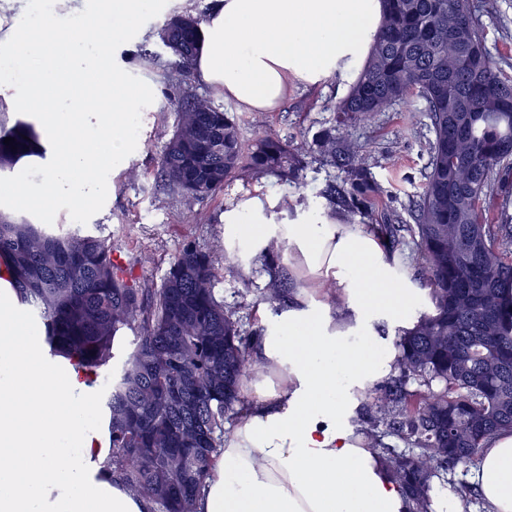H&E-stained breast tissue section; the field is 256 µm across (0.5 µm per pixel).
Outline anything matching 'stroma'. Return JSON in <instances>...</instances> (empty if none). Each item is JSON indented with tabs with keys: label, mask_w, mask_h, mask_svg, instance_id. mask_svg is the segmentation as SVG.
<instances>
[{
	"label": "stroma",
	"mask_w": 512,
	"mask_h": 512,
	"mask_svg": "<svg viewBox=\"0 0 512 512\" xmlns=\"http://www.w3.org/2000/svg\"><path fill=\"white\" fill-rule=\"evenodd\" d=\"M211 0H168L161 14L144 25L146 34L135 41L133 51H120V60L133 66L135 75L152 79L160 87V96L151 112L145 113L137 147L127 159L109 174L107 199L103 208L84 227L86 232L100 236L119 248L123 262L132 264L133 274L161 283L168 262L181 247L184 239H192L204 249L215 247L224 238V212L235 205L244 193H269L276 198H288L292 209L323 216L327 205L318 192L337 177V170L308 169L301 186L284 185L271 176L251 180L249 185L234 184L228 194L204 201L188 202L162 193L155 184L152 171L154 159L168 141L176 115L169 105L170 98L183 89L204 93L196 78L185 84L170 77V56L155 36L166 17L177 12L209 13ZM478 19L486 44L498 59L505 74L512 76V0H488ZM346 94L338 78L332 77L315 89L298 88L274 112H247L233 103L224 108L234 116L245 137L252 138L272 128L295 143L311 142L313 136L328 126L332 108ZM420 101L400 104L378 114L371 122L349 127L354 140L367 144L374 153L373 172L384 194L379 210L397 214L402 223H410L409 206L419 194L423 183L428 154L429 133L426 118L420 111ZM398 158L396 166L385 163L386 155ZM221 281L217 286L225 302L238 304L245 325L262 320L269 306L258 298L265 284L258 264L242 261L235 264L219 261Z\"/></svg>",
	"instance_id": "obj_1"
}]
</instances>
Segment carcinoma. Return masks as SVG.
Instances as JSON below:
<instances>
[{"label": "carcinoma", "instance_id": "1", "mask_svg": "<svg viewBox=\"0 0 512 512\" xmlns=\"http://www.w3.org/2000/svg\"><path fill=\"white\" fill-rule=\"evenodd\" d=\"M382 2V27L315 148L271 129L247 139L224 108L185 90L154 175L166 194L191 202L250 173L300 185L317 162L343 174L320 191L329 214L363 223L381 192L372 151L336 128L413 97L423 102L428 164L412 223L383 216L370 228L390 253L414 244L426 306L398 328L391 375L366 394L358 436L403 488L408 512H434L436 481L475 462L496 432L512 431V214L505 202L494 216L489 209L499 190L494 174L512 171V77L486 46L475 0ZM159 39L188 72L200 17L170 16ZM37 152L30 127L0 121V171ZM219 250L241 260L237 248ZM217 251L185 242L156 288L131 279L96 235L0 212V269L43 326L50 354L95 385L110 375L101 394L110 448L103 470L145 512H197L224 447V419L241 416L244 382L265 368L253 358L264 327L244 328L217 294ZM281 259L272 248L262 257L263 300L280 304L292 291ZM390 434L406 448L385 446Z\"/></svg>", "mask_w": 512, "mask_h": 512}]
</instances>
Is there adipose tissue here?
Listing matches in <instances>:
<instances>
[{
  "label": "adipose tissue",
  "mask_w": 512,
  "mask_h": 512,
  "mask_svg": "<svg viewBox=\"0 0 512 512\" xmlns=\"http://www.w3.org/2000/svg\"><path fill=\"white\" fill-rule=\"evenodd\" d=\"M382 0H216L202 25L196 76L215 96L273 111L294 84L329 76L352 83L382 21ZM306 276L296 307L275 317L254 350L275 379L249 382L250 409L224 438L198 512H405L400 486L348 423L383 375L386 345L362 328L372 313L401 317L414 303L389 287L379 244L350 224L289 216L273 199L247 198L224 214V241L250 256L271 240ZM335 281L344 311L316 300ZM362 329L368 355L346 343ZM98 387L46 355L24 313L0 298V512H143L101 471L108 455ZM78 451L66 463V448ZM473 480L487 512H512V432L481 449Z\"/></svg>",
  "instance_id": "obj_1"
}]
</instances>
